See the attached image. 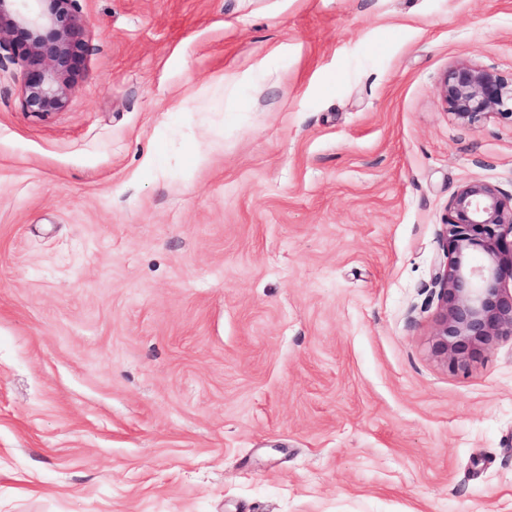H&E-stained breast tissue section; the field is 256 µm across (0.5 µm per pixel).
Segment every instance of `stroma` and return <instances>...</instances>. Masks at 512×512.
I'll return each instance as SVG.
<instances>
[{"instance_id":"obj_1","label":"stroma","mask_w":512,"mask_h":512,"mask_svg":"<svg viewBox=\"0 0 512 512\" xmlns=\"http://www.w3.org/2000/svg\"><path fill=\"white\" fill-rule=\"evenodd\" d=\"M72 7L61 109L0 55V512H512V341L432 351L512 0ZM439 96L463 124L475 125L494 111L512 117V84L493 70L467 63L453 65L442 79Z\"/></svg>"}]
</instances>
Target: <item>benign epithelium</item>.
<instances>
[{
    "label": "benign epithelium",
    "instance_id": "benign-epithelium-1",
    "mask_svg": "<svg viewBox=\"0 0 512 512\" xmlns=\"http://www.w3.org/2000/svg\"><path fill=\"white\" fill-rule=\"evenodd\" d=\"M73 0H0V33L22 37L4 44L28 65L27 111L47 115L64 106L83 26ZM439 96L456 119L474 125L490 112L512 117V84L497 72L467 63L445 73ZM447 261L435 273L438 324L433 351L454 368L485 348L512 339V200L480 181L464 184L448 205L442 232Z\"/></svg>",
    "mask_w": 512,
    "mask_h": 512
}]
</instances>
